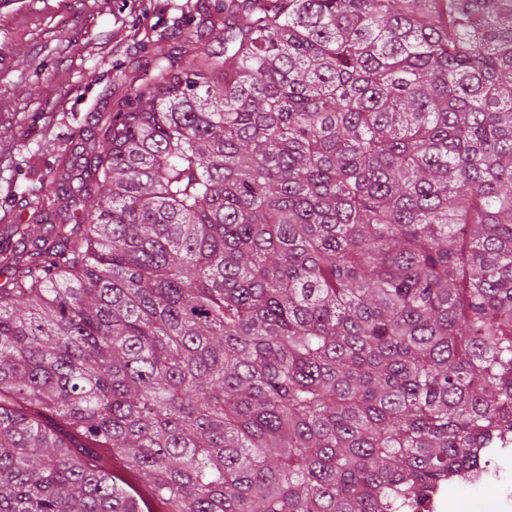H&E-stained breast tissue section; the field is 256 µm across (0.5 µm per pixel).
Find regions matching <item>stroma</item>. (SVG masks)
Here are the masks:
<instances>
[{"label": "stroma", "mask_w": 512, "mask_h": 512, "mask_svg": "<svg viewBox=\"0 0 512 512\" xmlns=\"http://www.w3.org/2000/svg\"><path fill=\"white\" fill-rule=\"evenodd\" d=\"M197 0H0V224L29 222L89 113L121 97Z\"/></svg>", "instance_id": "obj_1"}]
</instances>
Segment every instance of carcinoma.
<instances>
[{"instance_id":"1","label":"carcinoma","mask_w":512,"mask_h":512,"mask_svg":"<svg viewBox=\"0 0 512 512\" xmlns=\"http://www.w3.org/2000/svg\"><path fill=\"white\" fill-rule=\"evenodd\" d=\"M0 224V512H417L512 444V0H198ZM114 469L120 470L124 475H126L128 478H130L132 480V482H128L122 474H114ZM112 473L115 475L116 479L118 478L117 482L119 484L123 485L128 491L135 493L138 496H141L147 502L146 496L149 495L148 491L152 492V489H151V485L143 477V475L139 474L138 472H136L134 470L128 469L125 466L123 467L122 465H120L118 463H113V461H112ZM121 480L126 482L127 485H125L123 482H121ZM147 505L150 508L148 502H147Z\"/></svg>"}]
</instances>
